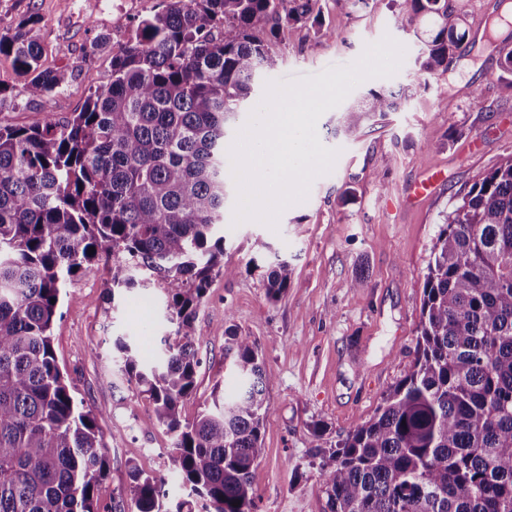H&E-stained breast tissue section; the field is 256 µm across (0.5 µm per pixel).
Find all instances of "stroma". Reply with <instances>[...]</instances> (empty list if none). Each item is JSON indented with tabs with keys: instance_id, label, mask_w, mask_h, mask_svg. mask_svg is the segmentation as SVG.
Masks as SVG:
<instances>
[{
	"instance_id": "stroma-1",
	"label": "stroma",
	"mask_w": 512,
	"mask_h": 512,
	"mask_svg": "<svg viewBox=\"0 0 512 512\" xmlns=\"http://www.w3.org/2000/svg\"><path fill=\"white\" fill-rule=\"evenodd\" d=\"M0 0V34L13 33L28 16L40 20L43 68L67 72L59 93L36 101L21 90L24 75L0 56V124L40 126L80 111L91 90L108 84L112 55L134 25L161 0ZM466 38L447 72L422 75L415 60L421 43L395 22L392 0H369L351 16L334 0H314L304 27L281 28L268 50L275 80L316 74L357 60L366 45L391 36L405 48L393 76L355 87L317 123L318 136L337 125L371 88H407L400 108L382 120H363L359 136L338 134L332 171L317 177L305 201L288 207L277 229L245 222L224 230V264L233 276L213 277L198 309L195 329L200 367L196 390L183 406L193 418L224 385V347L230 333L258 347L269 376L263 455L255 485L256 512H326L319 476L322 455L311 435L326 425L336 445L369 419L383 393L409 371L414 359L424 275L443 214L484 172L512 153V89L498 80L503 49H512V22L501 10L512 0H457ZM483 107H469L473 88ZM435 191L418 199L407 191L434 174ZM265 242L257 250V242ZM288 260L292 278L280 300L266 296L265 273ZM111 254L63 284L52 328L58 364L77 403L96 416L106 448L98 486L102 512L123 501L135 512L130 470L164 482L167 506L187 490L170 470L172 433L121 367L112 343L140 337L152 350L172 335L159 285L111 295ZM361 279V287L348 283Z\"/></svg>"
}]
</instances>
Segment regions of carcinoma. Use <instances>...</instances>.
Segmentation results:
<instances>
[{
	"instance_id": "carcinoma-1",
	"label": "carcinoma",
	"mask_w": 512,
	"mask_h": 512,
	"mask_svg": "<svg viewBox=\"0 0 512 512\" xmlns=\"http://www.w3.org/2000/svg\"><path fill=\"white\" fill-rule=\"evenodd\" d=\"M421 31L419 71L448 70L466 36L456 0H395ZM311 0H163L112 55L111 81L81 111L38 127L0 124V512H98L102 436L79 407L51 345L60 287L103 252L112 290L136 270L164 284L174 336L146 355L116 342L124 369L173 433L169 466L205 512H253L268 375L256 345L232 335L233 395L189 422L182 406L200 364L195 318L224 266L228 127L274 70L267 39L305 22ZM38 18L0 36V55L42 99L65 73L40 68ZM400 94L371 89L347 110L384 117ZM94 254H89V248ZM292 268L268 271L278 300ZM136 512L165 507L158 480L130 471ZM328 512H512V153L442 216L424 276L415 358L375 414L323 450ZM238 506H232V503Z\"/></svg>"
}]
</instances>
